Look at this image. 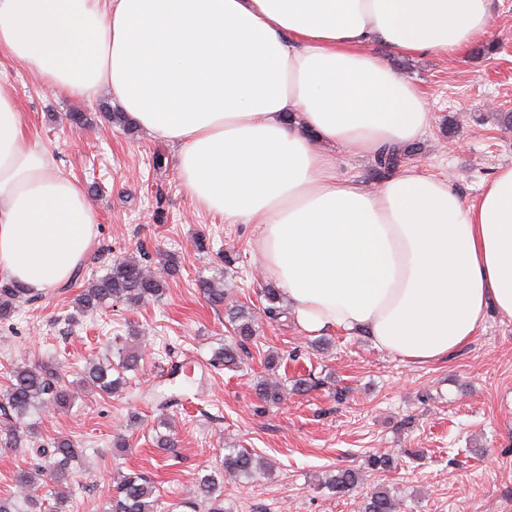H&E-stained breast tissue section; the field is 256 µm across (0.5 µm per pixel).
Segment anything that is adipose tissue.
<instances>
[{
    "instance_id": "adipose-tissue-1",
    "label": "adipose tissue",
    "mask_w": 512,
    "mask_h": 512,
    "mask_svg": "<svg viewBox=\"0 0 512 512\" xmlns=\"http://www.w3.org/2000/svg\"><path fill=\"white\" fill-rule=\"evenodd\" d=\"M493 0H0V50L54 93L107 89L177 149L194 205L256 227L254 248L309 334L368 336L436 362L495 309L512 321V165L478 199L408 166L378 188L339 175L419 140L423 93L380 56L456 55ZM0 81V274L69 281L96 222L80 182L32 141Z\"/></svg>"
}]
</instances>
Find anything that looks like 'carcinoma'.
<instances>
[{"label": "carcinoma", "instance_id": "carcinoma-1", "mask_svg": "<svg viewBox=\"0 0 512 512\" xmlns=\"http://www.w3.org/2000/svg\"><path fill=\"white\" fill-rule=\"evenodd\" d=\"M408 151L382 149L374 159V173L381 177L400 166ZM164 279L152 274L143 261L136 258L124 259L112 264L105 275L95 278L77 296L76 311L82 316L92 314L107 303L122 302L139 306L163 295ZM199 287L214 305L224 303V289L213 279H202ZM30 291L10 279L0 281V321L9 319L16 309L29 301ZM231 323L239 338L236 345H227L214 351L211 362L221 366H235L238 350L253 338L255 325L250 310L239 306L231 312ZM118 362L106 357L90 364L82 377L83 384H90L101 395L111 396L122 391L126 381L122 373L134 371L140 363V356L115 353ZM6 393L0 399V443L7 448H18L26 440L20 434L21 423L32 412H43L49 408L65 409L76 399L62 378L59 367L49 364L16 365L11 368ZM259 396L268 404H278L284 396V385L278 380L267 378L259 385ZM39 457L28 470H20L14 479L15 491L0 496V512H41L45 498L53 500L52 512H67L68 495L63 491L46 490L36 494V475L50 473L59 483L68 482L73 475V466L82 457L81 450L72 440L63 438L53 442L51 448L37 449ZM396 459L388 454H374L367 459V466L374 470L388 471L394 468ZM261 469L258 459L235 448L225 449L224 459L217 472L198 479L193 495L182 506L199 512H224V483H239L251 479ZM361 481L358 471L351 468L337 470L327 477L322 485L337 495L353 492ZM158 497L156 486L144 475L131 472L118 475L114 491L107 495L102 512H157ZM405 507L402 500L383 488H375L363 496L360 512H401Z\"/></svg>", "mask_w": 512, "mask_h": 512}]
</instances>
